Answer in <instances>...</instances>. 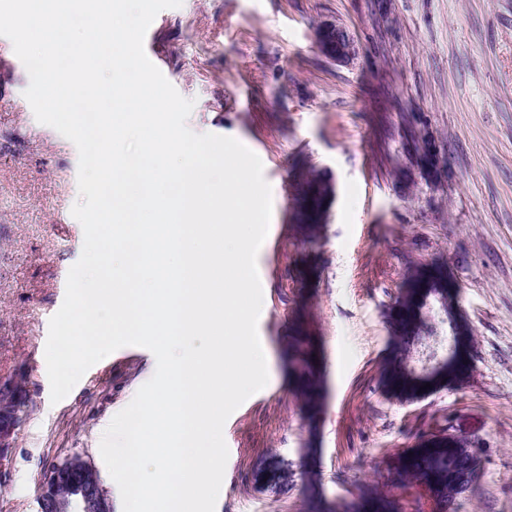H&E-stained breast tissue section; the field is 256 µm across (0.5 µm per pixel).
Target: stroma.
<instances>
[{
	"instance_id": "stroma-1",
	"label": "stroma",
	"mask_w": 512,
	"mask_h": 512,
	"mask_svg": "<svg viewBox=\"0 0 512 512\" xmlns=\"http://www.w3.org/2000/svg\"><path fill=\"white\" fill-rule=\"evenodd\" d=\"M325 20L353 33V63L319 52ZM144 49L194 100L189 129L263 155L272 191L257 256L269 380L224 425L215 512H415L399 458L442 435L480 459L456 512H512V0H183L158 13ZM0 61V377L27 394L0 512H38L43 475L74 455L123 512L100 441L156 359L122 347L52 402L49 321L84 242L78 151L36 120L4 36ZM299 165L336 186L313 234L296 219ZM437 260L460 289L473 371L404 403L380 384L391 316L408 269ZM300 330L319 360L312 413L286 355Z\"/></svg>"
}]
</instances>
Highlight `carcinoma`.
<instances>
[{"instance_id": "1", "label": "carcinoma", "mask_w": 512, "mask_h": 512, "mask_svg": "<svg viewBox=\"0 0 512 512\" xmlns=\"http://www.w3.org/2000/svg\"><path fill=\"white\" fill-rule=\"evenodd\" d=\"M326 180L319 174L301 172L295 176L292 189L298 204V216L301 223L314 231L315 214L322 205V188ZM448 281V272L440 264L420 265L414 268L405 284L392 316V325L399 343V351L385 366L382 374L383 385L391 392L400 394H415L419 392L421 383L405 369V353L420 335L431 336L434 326L429 320H416V305L419 295L428 288ZM290 348L299 374V383L307 396L317 391V385L312 377L314 363L313 346L306 336H294ZM474 363L473 336L465 337V349L460 354L455 366L448 377V387L460 385ZM462 453L449 442L439 444L429 443L423 448H415L403 457L402 473L409 479L433 473L448 475L453 469L461 466Z\"/></svg>"}]
</instances>
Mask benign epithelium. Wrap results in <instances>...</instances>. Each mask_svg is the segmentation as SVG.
<instances>
[{"label": "benign epithelium", "mask_w": 512, "mask_h": 512, "mask_svg": "<svg viewBox=\"0 0 512 512\" xmlns=\"http://www.w3.org/2000/svg\"><path fill=\"white\" fill-rule=\"evenodd\" d=\"M319 51L338 63L349 64L356 56V44L352 34L341 23L332 20L321 22L315 32ZM438 304L443 320L450 323V336L464 333V320L455 293L446 288L432 300L426 299L422 308ZM455 353V342L438 348L430 339L416 342L409 354L410 368L415 377L432 376L448 365ZM25 390L14 376L0 379V462L6 458L9 448L23 422ZM474 473L460 475L449 492H442L439 479L428 475L416 480L422 493L420 512H452L458 495L466 492L474 482ZM38 512H112V504L103 488L97 471L91 462L74 456L54 466L42 481Z\"/></svg>", "instance_id": "7a95c632"}]
</instances>
